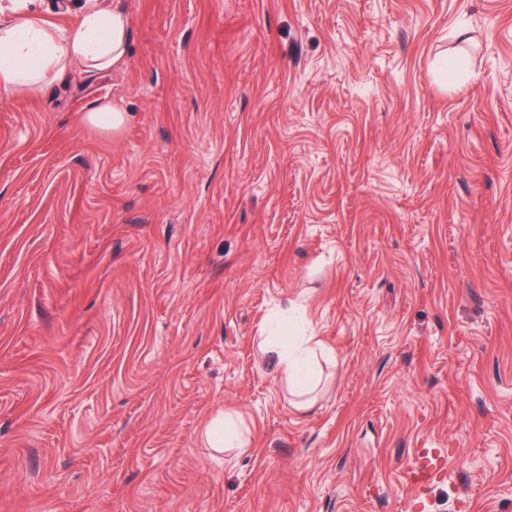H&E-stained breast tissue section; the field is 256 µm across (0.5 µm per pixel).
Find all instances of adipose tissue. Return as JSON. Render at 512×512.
Wrapping results in <instances>:
<instances>
[{"mask_svg":"<svg viewBox=\"0 0 512 512\" xmlns=\"http://www.w3.org/2000/svg\"><path fill=\"white\" fill-rule=\"evenodd\" d=\"M131 28L126 13L111 0H80L72 28L40 24L34 0H0V94L18 96L35 90L49 71L71 66L97 74L126 64ZM312 337L279 350V365L297 406L314 405L318 378L308 366Z\"/></svg>","mask_w":512,"mask_h":512,"instance_id":"1","label":"adipose tissue"}]
</instances>
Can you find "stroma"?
<instances>
[{
  "label": "stroma",
  "mask_w": 512,
  "mask_h": 512,
  "mask_svg": "<svg viewBox=\"0 0 512 512\" xmlns=\"http://www.w3.org/2000/svg\"><path fill=\"white\" fill-rule=\"evenodd\" d=\"M123 4L125 67L0 97V512H400L417 448L512 512V0ZM127 113L117 105L108 102L99 105L93 112H88L86 119L90 124L116 132L126 123ZM315 338L302 336L300 342L289 351L279 349L278 345L271 343L268 338H264L262 342V347L278 354L280 368L297 399V406L305 411L313 407V393L318 386L316 373L311 372L308 366L309 357L318 345V342L312 345ZM205 436L210 448H215L218 451L244 450L247 447L234 419L226 414H220L211 420L207 426Z\"/></svg>",
  "instance_id": "stroma-1"
}]
</instances>
